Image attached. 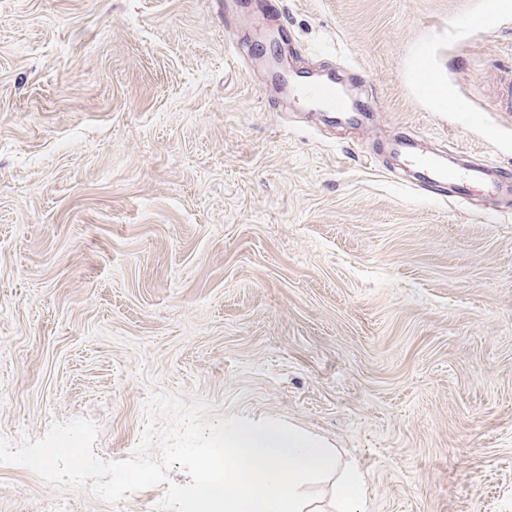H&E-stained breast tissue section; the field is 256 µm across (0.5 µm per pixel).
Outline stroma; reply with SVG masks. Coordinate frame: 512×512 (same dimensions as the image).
Returning a JSON list of instances; mask_svg holds the SVG:
<instances>
[{
    "instance_id": "35a3bbf8",
    "label": "stroma",
    "mask_w": 512,
    "mask_h": 512,
    "mask_svg": "<svg viewBox=\"0 0 512 512\" xmlns=\"http://www.w3.org/2000/svg\"><path fill=\"white\" fill-rule=\"evenodd\" d=\"M474 0H0V435L94 421L129 458L155 392L280 420L365 473L371 512H512V215L384 150L512 170V9ZM338 72L358 128L283 101L247 44ZM433 48L477 121L410 78ZM0 464V512H153ZM501 4L502 0H480L475 9L458 17L454 29L455 35L459 37L472 30L494 32L502 9Z\"/></svg>"
}]
</instances>
